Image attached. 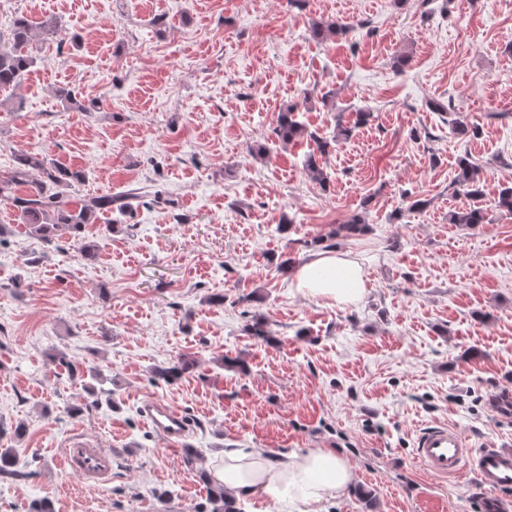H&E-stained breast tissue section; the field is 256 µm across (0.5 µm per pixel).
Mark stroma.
Listing matches in <instances>:
<instances>
[{"label": "stroma", "mask_w": 512, "mask_h": 512, "mask_svg": "<svg viewBox=\"0 0 512 512\" xmlns=\"http://www.w3.org/2000/svg\"><path fill=\"white\" fill-rule=\"evenodd\" d=\"M20 18L59 30L34 35V66L0 92V176L36 152L82 173L74 200L138 196L84 225L90 258L0 200V446L29 474L0 480V512H202L199 475L228 448L336 449L356 482L322 512H481L475 475L432 476L413 444L447 423L512 447L493 410L512 392V215L493 206L512 184V0H0V32ZM317 21L347 30L317 39ZM289 105L308 135L285 144ZM340 124L323 187L306 157ZM464 156L484 186L476 227L448 221ZM356 214L369 231L334 249L366 294L303 296L281 258L306 263ZM256 316L273 343L246 333ZM182 356L192 369L155 380ZM150 401L191 422L182 444L146 424ZM76 441L111 450L108 482L62 464Z\"/></svg>", "instance_id": "35a3bbf8"}]
</instances>
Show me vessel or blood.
<instances>
[{"instance_id":"vessel-or-blood-1","label":"vessel or blood","mask_w":512,"mask_h":512,"mask_svg":"<svg viewBox=\"0 0 512 512\" xmlns=\"http://www.w3.org/2000/svg\"><path fill=\"white\" fill-rule=\"evenodd\" d=\"M142 412L167 441H178L188 431L185 418L177 408L148 402ZM414 456L437 477L472 472L491 494L484 504L485 512H502V497L512 492V448H469L465 438L453 426L436 424L423 429L416 438ZM63 463L90 483L104 482L112 472V455L107 449L89 448L80 442L64 451Z\"/></svg>"}]
</instances>
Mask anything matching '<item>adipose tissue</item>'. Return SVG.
<instances>
[{"label": "adipose tissue", "instance_id": "adipose-tissue-1", "mask_svg": "<svg viewBox=\"0 0 512 512\" xmlns=\"http://www.w3.org/2000/svg\"><path fill=\"white\" fill-rule=\"evenodd\" d=\"M293 281L302 295L328 305L354 304L366 293L360 267L347 255L330 251L315 254L297 268ZM214 477L236 500L269 499L282 512H317L319 505L344 494L354 482L351 466L331 448L276 461L259 448H228L214 467Z\"/></svg>", "mask_w": 512, "mask_h": 512}]
</instances>
